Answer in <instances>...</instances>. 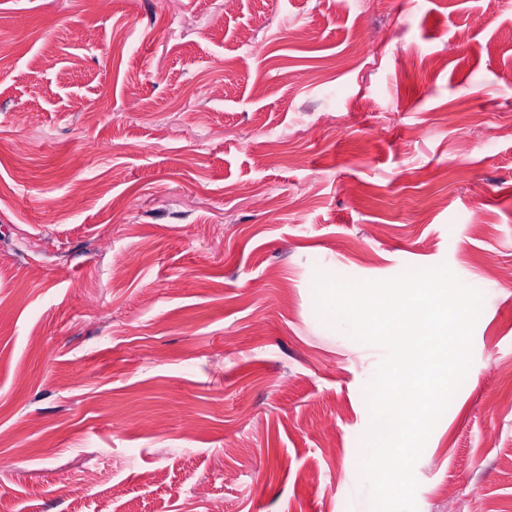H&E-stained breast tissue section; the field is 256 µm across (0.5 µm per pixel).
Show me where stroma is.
<instances>
[{"label": "stroma", "instance_id": "stroma-1", "mask_svg": "<svg viewBox=\"0 0 512 512\" xmlns=\"http://www.w3.org/2000/svg\"><path fill=\"white\" fill-rule=\"evenodd\" d=\"M512 266V0H0V512H370L380 356L317 273ZM512 281L414 473L512 512Z\"/></svg>", "mask_w": 512, "mask_h": 512}]
</instances>
